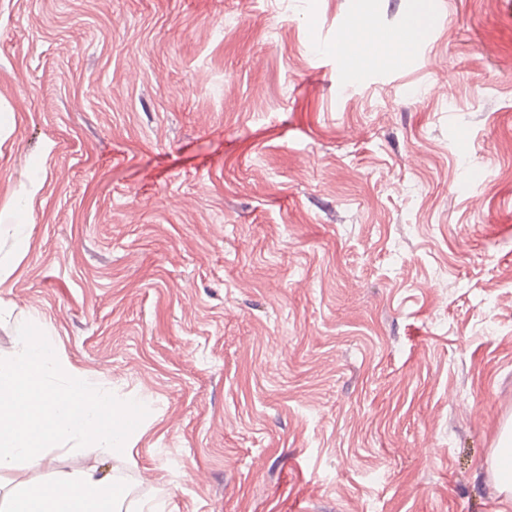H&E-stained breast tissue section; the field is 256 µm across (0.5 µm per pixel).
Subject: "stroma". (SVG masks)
Here are the masks:
<instances>
[{"instance_id": "1", "label": "stroma", "mask_w": 512, "mask_h": 512, "mask_svg": "<svg viewBox=\"0 0 512 512\" xmlns=\"http://www.w3.org/2000/svg\"><path fill=\"white\" fill-rule=\"evenodd\" d=\"M511 167L512 0H0V352L148 407L122 512H498Z\"/></svg>"}]
</instances>
